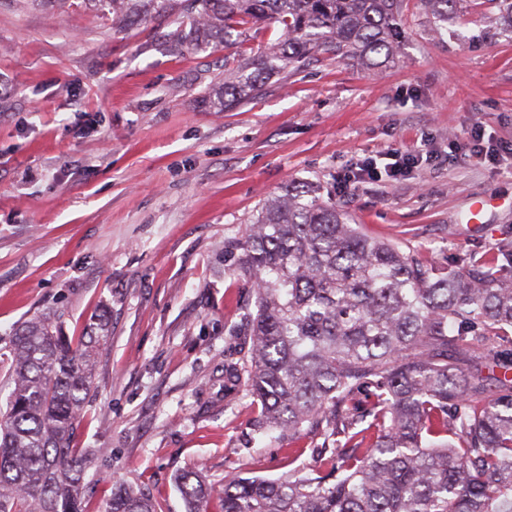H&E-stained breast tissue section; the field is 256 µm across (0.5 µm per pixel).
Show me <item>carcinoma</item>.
Listing matches in <instances>:
<instances>
[{"mask_svg":"<svg viewBox=\"0 0 512 512\" xmlns=\"http://www.w3.org/2000/svg\"><path fill=\"white\" fill-rule=\"evenodd\" d=\"M171 0H112V13L146 22ZM194 45L227 43L265 23L279 41L224 78L217 105L242 104L264 77L311 55L376 71L397 56L403 0H184ZM435 23L477 7L512 29V0H423ZM235 271L257 311L234 330L251 339L245 362L224 366L227 387L260 405L253 426L321 439L305 471L279 480L230 475L217 489L196 468L174 485L185 512H512V276L462 257L429 265L368 238L314 190L264 200L241 237ZM106 317L66 336L48 316L0 347L9 394L0 410V512H86V455L73 445ZM490 362L483 377L448 363ZM495 383L490 394L487 382ZM103 512H157L150 493L123 482Z\"/></svg>","mask_w":512,"mask_h":512,"instance_id":"carcinoma-1","label":"carcinoma"}]
</instances>
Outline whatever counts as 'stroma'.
Masks as SVG:
<instances>
[{"instance_id":"35a3bbf8","label":"stroma","mask_w":512,"mask_h":512,"mask_svg":"<svg viewBox=\"0 0 512 512\" xmlns=\"http://www.w3.org/2000/svg\"><path fill=\"white\" fill-rule=\"evenodd\" d=\"M403 25L402 53L376 72L317 57L216 112L225 72L276 27L176 51L172 25L122 26L108 0H0V338L45 315L77 336L107 314L75 439L94 455L87 512L118 480L184 512L182 470L218 487L287 474V440L256 434L251 397L224 390L225 359L251 349L235 330L256 311L224 244L264 198L305 184L432 264H512V32L493 12L437 30L419 0ZM478 121L497 159L450 155ZM392 150L417 160L394 180L348 181Z\"/></svg>"}]
</instances>
